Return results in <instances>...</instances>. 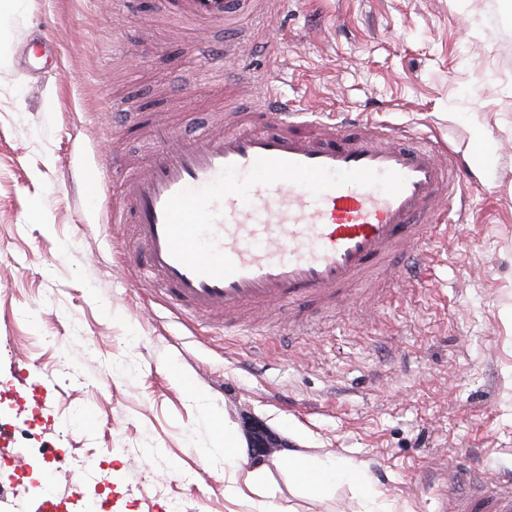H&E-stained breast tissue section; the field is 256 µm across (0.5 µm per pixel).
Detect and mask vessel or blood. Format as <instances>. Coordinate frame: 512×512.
I'll list each match as a JSON object with an SVG mask.
<instances>
[{
  "label": "vessel or blood",
  "instance_id": "obj_1",
  "mask_svg": "<svg viewBox=\"0 0 512 512\" xmlns=\"http://www.w3.org/2000/svg\"><path fill=\"white\" fill-rule=\"evenodd\" d=\"M235 0H163L165 11L222 24ZM241 43L195 45L235 84L254 85L233 128L197 138L154 129L156 148L131 166L103 160L120 179L112 221L133 225L136 282L175 309L234 326L249 307L333 302L396 256L398 278L427 274L420 243L447 231L459 197L456 161L439 139L367 114L342 123L299 111L271 77L243 67ZM450 512H512V479L476 478L442 496Z\"/></svg>",
  "mask_w": 512,
  "mask_h": 512
}]
</instances>
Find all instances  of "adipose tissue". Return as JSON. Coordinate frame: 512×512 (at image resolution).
I'll list each match as a JSON object with an SVG mask.
<instances>
[{
	"instance_id": "obj_1",
	"label": "adipose tissue",
	"mask_w": 512,
	"mask_h": 512,
	"mask_svg": "<svg viewBox=\"0 0 512 512\" xmlns=\"http://www.w3.org/2000/svg\"><path fill=\"white\" fill-rule=\"evenodd\" d=\"M224 468L233 473L247 469L246 485L259 498L258 512H279L272 502L265 499L267 464L253 465L244 459L237 436L229 426L224 429ZM288 474L296 486L311 496L319 497L346 486L358 498L360 512H396L394 502L368 477L363 462L331 454L314 457L292 455L288 458Z\"/></svg>"
}]
</instances>
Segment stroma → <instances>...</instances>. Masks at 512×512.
<instances>
[{"label":"stroma","mask_w":512,"mask_h":512,"mask_svg":"<svg viewBox=\"0 0 512 512\" xmlns=\"http://www.w3.org/2000/svg\"><path fill=\"white\" fill-rule=\"evenodd\" d=\"M26 0L0 33V512H66L90 474L117 471L114 512H246L227 491L214 425L255 416L288 453L363 461L402 512H439L459 487L512 475V15L507 0H249L225 26L164 16L160 0ZM239 37L245 63L307 112L370 113L433 133L461 164L469 206L431 243V277L377 272L336 306L299 303L249 329L176 311L132 286L131 225L99 157H140L149 128L195 136L250 98L193 46ZM494 144L490 165L475 158ZM301 315L305 326L289 335ZM18 447L54 453L29 500ZM283 512H354L348 489L311 499L272 469Z\"/></svg>","instance_id":"stroma-1"}]
</instances>
